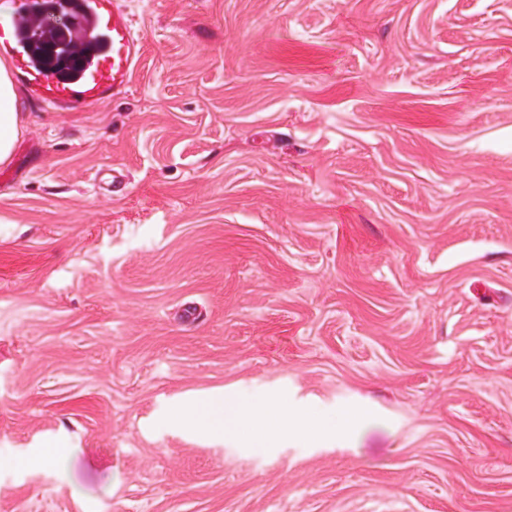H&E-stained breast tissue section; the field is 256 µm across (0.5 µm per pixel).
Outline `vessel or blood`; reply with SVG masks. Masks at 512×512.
<instances>
[{"label": "vessel or blood", "mask_w": 512, "mask_h": 512, "mask_svg": "<svg viewBox=\"0 0 512 512\" xmlns=\"http://www.w3.org/2000/svg\"><path fill=\"white\" fill-rule=\"evenodd\" d=\"M84 27L98 41L96 50L64 73H52L35 59L27 22L36 0H18L10 28L0 29V57L9 59L29 97L54 110L88 111L123 94L140 58L142 41L132 16L120 0H79Z\"/></svg>", "instance_id": "1"}]
</instances>
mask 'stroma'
<instances>
[{
    "instance_id": "35a3bbf8",
    "label": "stroma",
    "mask_w": 512,
    "mask_h": 512,
    "mask_svg": "<svg viewBox=\"0 0 512 512\" xmlns=\"http://www.w3.org/2000/svg\"><path fill=\"white\" fill-rule=\"evenodd\" d=\"M126 6L129 89L0 168V512H512V0ZM230 386L371 414L173 422ZM286 412L288 420L283 419ZM367 415L362 406L331 410L297 405L278 394L234 389L210 393L173 414L180 424L224 438L225 443L238 444L245 438L252 448H266L273 438L280 443L343 444Z\"/></svg>"
}]
</instances>
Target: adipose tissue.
Returning a JSON list of instances; mask_svg holds the SVG:
<instances>
[{"label": "adipose tissue", "mask_w": 512, "mask_h": 512, "mask_svg": "<svg viewBox=\"0 0 512 512\" xmlns=\"http://www.w3.org/2000/svg\"><path fill=\"white\" fill-rule=\"evenodd\" d=\"M18 99L8 66L0 60V167L12 162L23 133ZM367 414L362 406L331 410L315 404L299 405L277 394L232 389L178 407L174 418L230 444L244 440L250 447L265 448L274 440L343 444Z\"/></svg>", "instance_id": "obj_1"}]
</instances>
